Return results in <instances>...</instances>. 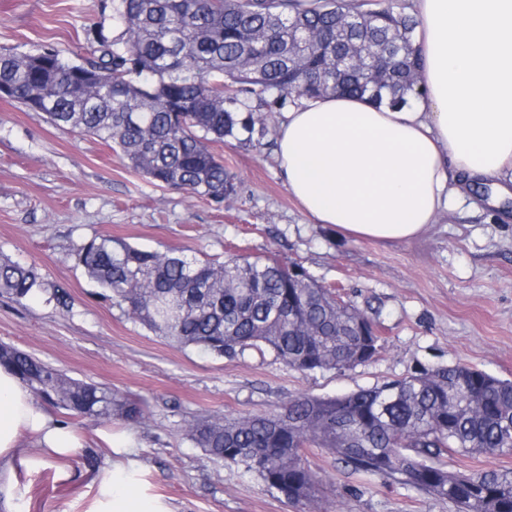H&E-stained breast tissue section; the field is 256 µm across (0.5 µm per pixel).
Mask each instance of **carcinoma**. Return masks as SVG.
I'll return each mask as SVG.
<instances>
[{"mask_svg": "<svg viewBox=\"0 0 512 512\" xmlns=\"http://www.w3.org/2000/svg\"><path fill=\"white\" fill-rule=\"evenodd\" d=\"M118 33L100 44L84 81L57 53L0 52V86L55 125L116 145L153 182L218 203L235 192L210 144L252 124L251 102L336 91L401 109L425 94L408 6L381 0H112ZM349 58L336 70V58ZM384 72L365 81L369 58ZM87 275L127 316L181 347L220 358L266 348L300 372L346 371L372 360L376 323L302 265L229 254L201 261L108 236L76 253ZM37 268L0 255V293L40 290ZM0 365L43 401L75 417L137 420L138 403L73 379L0 343ZM194 445L258 475L297 512L320 479L303 449L323 448L355 472L412 486L452 512H512V469L451 471L448 452L512 454V381L465 365L424 367L343 396H302L268 415L197 416Z\"/></svg>", "mask_w": 512, "mask_h": 512, "instance_id": "cac0c4a2", "label": "carcinoma"}]
</instances>
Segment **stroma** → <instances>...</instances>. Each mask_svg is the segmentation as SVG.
Here are the masks:
<instances>
[{
    "mask_svg": "<svg viewBox=\"0 0 512 512\" xmlns=\"http://www.w3.org/2000/svg\"><path fill=\"white\" fill-rule=\"evenodd\" d=\"M111 0H0V50H53L82 63L115 35ZM293 101L259 107L252 140L225 138L213 152L236 193L217 203L153 184L105 143L49 123L43 113L0 99V254L35 265L36 297L0 294V343L49 362L69 377L141 401L137 422L51 416L80 442L39 467L15 464L14 495L0 512H95L117 456L103 433L126 435L137 493L170 512H294L261 479L190 441L193 417L275 413L297 396H336L461 363L512 380V197L492 204L463 181L460 207L422 235L354 240L304 214L290 195L274 148ZM109 236L143 249H180L223 259L233 253L302 264L374 318L379 352L346 372L289 370L269 350L229 360L155 335L101 295L75 260L89 240ZM66 291L70 308L51 302ZM98 457L96 469L83 459ZM304 457L322 480L310 512H450L417 489L352 471L321 448Z\"/></svg>",
    "mask_w": 512,
    "mask_h": 512,
    "instance_id": "obj_1",
    "label": "stroma"
}]
</instances>
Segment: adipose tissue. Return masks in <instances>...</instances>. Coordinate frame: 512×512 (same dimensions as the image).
I'll list each match as a JSON object with an SVG mask.
<instances>
[{"instance_id": "obj_1", "label": "adipose tissue", "mask_w": 512, "mask_h": 512, "mask_svg": "<svg viewBox=\"0 0 512 512\" xmlns=\"http://www.w3.org/2000/svg\"><path fill=\"white\" fill-rule=\"evenodd\" d=\"M426 95L391 110L327 96L285 115L276 158L289 192L316 222L352 238L419 236L462 201L456 174L512 176V0H413ZM73 429L38 408L0 367V490L15 463L67 456ZM117 465L97 512H166L133 494Z\"/></svg>"}]
</instances>
